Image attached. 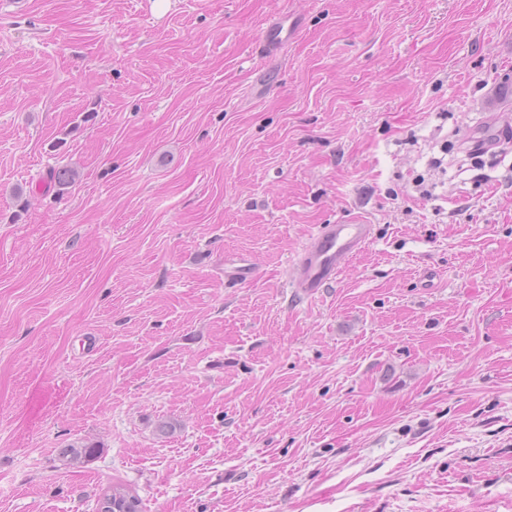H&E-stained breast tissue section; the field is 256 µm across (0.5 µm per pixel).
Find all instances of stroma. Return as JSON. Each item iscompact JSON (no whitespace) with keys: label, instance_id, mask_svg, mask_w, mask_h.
<instances>
[{"label":"stroma","instance_id":"obj_1","mask_svg":"<svg viewBox=\"0 0 512 512\" xmlns=\"http://www.w3.org/2000/svg\"><path fill=\"white\" fill-rule=\"evenodd\" d=\"M154 3L0 0V512H512V0ZM290 27L288 21L275 19L272 21L264 33L263 44L260 47L263 52H272L281 49L290 37ZM372 233V224L357 219L320 226L305 243L291 269V288L305 297H316L365 248ZM112 491V494H109V491ZM109 491L97 500V512H142V502L140 498L131 492L129 489L124 487L121 484L112 485ZM114 492V493H113ZM106 507V510L103 508ZM113 507H118L120 509H129L134 508V511H113Z\"/></svg>","mask_w":512,"mask_h":512}]
</instances>
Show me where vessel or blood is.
<instances>
[{
  "label": "vessel or blood",
  "mask_w": 512,
  "mask_h": 512,
  "mask_svg": "<svg viewBox=\"0 0 512 512\" xmlns=\"http://www.w3.org/2000/svg\"><path fill=\"white\" fill-rule=\"evenodd\" d=\"M290 35L287 21H272L264 33L262 51L281 49ZM372 233V225L357 219L320 226L305 243L291 269L290 283L294 291L308 298L316 297L335 281L345 264L365 248Z\"/></svg>",
  "instance_id": "vessel-or-blood-1"
}]
</instances>
